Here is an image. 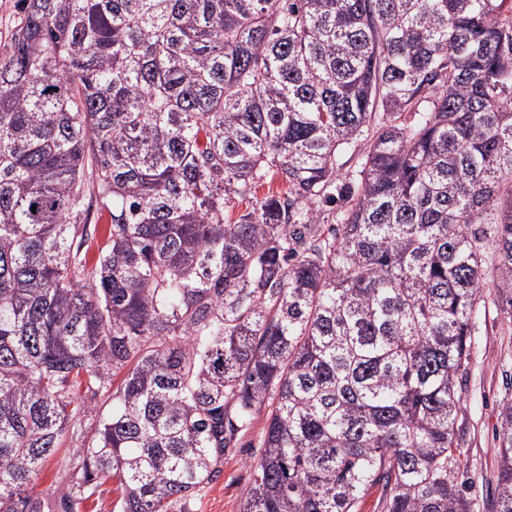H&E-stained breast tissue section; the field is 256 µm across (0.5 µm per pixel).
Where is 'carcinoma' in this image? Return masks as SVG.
<instances>
[{
  "instance_id": "1",
  "label": "carcinoma",
  "mask_w": 512,
  "mask_h": 512,
  "mask_svg": "<svg viewBox=\"0 0 512 512\" xmlns=\"http://www.w3.org/2000/svg\"><path fill=\"white\" fill-rule=\"evenodd\" d=\"M18 4L0 512H79L110 478L113 512H193L260 412L242 512L375 487L382 512H471L450 463L490 244L512 324V0ZM69 431L66 489L28 491ZM498 437L512 512V401Z\"/></svg>"
}]
</instances>
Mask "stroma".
<instances>
[{
	"label": "stroma",
	"mask_w": 512,
	"mask_h": 512,
	"mask_svg": "<svg viewBox=\"0 0 512 512\" xmlns=\"http://www.w3.org/2000/svg\"><path fill=\"white\" fill-rule=\"evenodd\" d=\"M482 296L487 306L474 321L456 423L458 452L451 469L472 512H496L498 414L502 404L512 399V324L496 309L492 292L483 291ZM258 441V430H250L238 448L225 455L220 477L201 489L195 512H241L250 465L259 456ZM79 448L78 438L65 435L60 452L48 459L35 477L34 491L58 494L63 480L78 468Z\"/></svg>",
	"instance_id": "obj_1"
}]
</instances>
